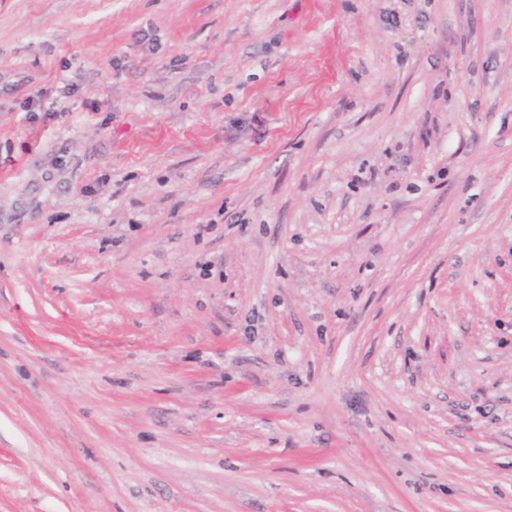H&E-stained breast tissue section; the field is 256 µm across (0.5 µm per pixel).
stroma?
I'll use <instances>...</instances> for the list:
<instances>
[{
    "label": "stroma",
    "instance_id": "obj_1",
    "mask_svg": "<svg viewBox=\"0 0 512 512\" xmlns=\"http://www.w3.org/2000/svg\"><path fill=\"white\" fill-rule=\"evenodd\" d=\"M0 512H512V0H0Z\"/></svg>",
    "mask_w": 512,
    "mask_h": 512
}]
</instances>
